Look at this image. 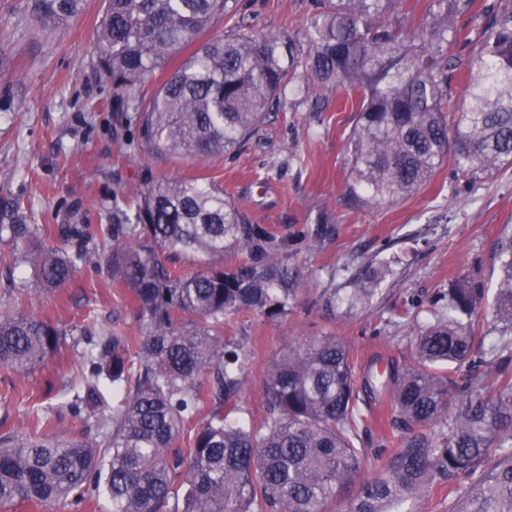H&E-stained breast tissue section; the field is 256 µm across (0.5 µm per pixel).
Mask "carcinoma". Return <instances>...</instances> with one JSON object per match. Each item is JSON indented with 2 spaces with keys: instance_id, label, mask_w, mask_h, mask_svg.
<instances>
[{
  "instance_id": "cac0c4a2",
  "label": "carcinoma",
  "mask_w": 512,
  "mask_h": 512,
  "mask_svg": "<svg viewBox=\"0 0 512 512\" xmlns=\"http://www.w3.org/2000/svg\"><path fill=\"white\" fill-rule=\"evenodd\" d=\"M84 0H36L43 18L65 20ZM402 0H313L305 40L238 21L196 47L147 103L137 86L194 43L230 0H105L93 67L112 84L114 111L133 101L139 135L165 153L205 158L239 148L280 108L319 110L339 90L357 112L347 142L348 198L382 207L420 190L453 154L472 183L512 164V0H491L478 31L457 25L474 0H431L413 29L390 21ZM467 71V111L448 112ZM13 260L43 290L68 284L79 265L103 261L128 288L139 335L82 327L63 407L84 418L68 440L50 433L52 409L25 433H0V508L28 502L74 509L104 493L112 512H391L424 489L463 482L457 512H512V233L497 242L492 316L501 336L492 359L477 354L482 289H448L402 367L358 381L334 336H307L274 358L266 413L249 426L224 403L241 387L239 351L224 323L243 310L288 314L307 275L288 247L249 221L224 189L197 180L150 181L134 217L110 224H55L45 245L29 224H1ZM244 260L224 266V252ZM199 262L190 274L168 260ZM66 332L0 311V366L30 370ZM389 392L395 447L382 444L360 478L371 444L359 389ZM112 400H107L104 391ZM204 421L193 425L202 407Z\"/></svg>"
}]
</instances>
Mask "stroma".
<instances>
[{
  "instance_id": "35a3bbf8",
  "label": "stroma",
  "mask_w": 512,
  "mask_h": 512,
  "mask_svg": "<svg viewBox=\"0 0 512 512\" xmlns=\"http://www.w3.org/2000/svg\"><path fill=\"white\" fill-rule=\"evenodd\" d=\"M32 0H0V225L108 224L148 180L207 179L222 186L251 223L286 241L309 283L287 317L245 311L224 329L243 344L241 417L265 414L269 362L289 344L323 334L343 341L357 375L388 369L410 351L413 329L433 319L459 280L497 288V239L512 228V165L469 184L445 159L416 194L379 208L345 196L346 144L356 114L330 95L323 111L285 107L243 147L205 160L152 152L135 124L118 123L111 84L92 75L103 0L57 24L40 23ZM312 0H238L257 30L302 31ZM0 239V310L23 312L74 333L89 318L134 336L127 289L95 264L68 286L41 290L29 267ZM382 274L371 298L353 300L358 281ZM78 352L64 341L29 372L0 366V432L24 431L31 413L59 403Z\"/></svg>"
}]
</instances>
